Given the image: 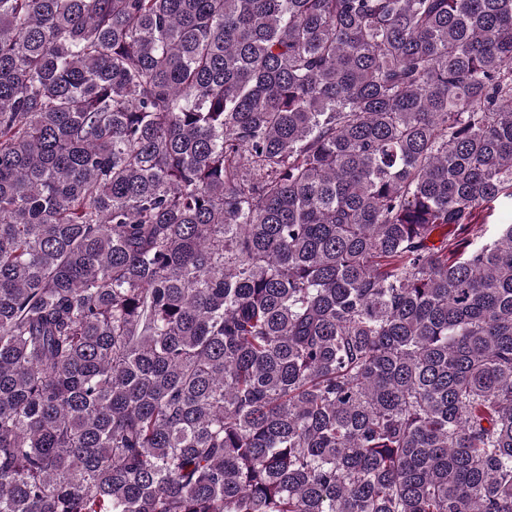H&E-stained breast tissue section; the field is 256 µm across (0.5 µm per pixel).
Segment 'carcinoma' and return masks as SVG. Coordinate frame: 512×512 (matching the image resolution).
Returning a JSON list of instances; mask_svg holds the SVG:
<instances>
[{"mask_svg":"<svg viewBox=\"0 0 512 512\" xmlns=\"http://www.w3.org/2000/svg\"><path fill=\"white\" fill-rule=\"evenodd\" d=\"M512 0H0V512H512ZM491 207L485 211L488 233L496 230L498 224H512V205L495 201L490 203Z\"/></svg>","mask_w":512,"mask_h":512,"instance_id":"cac0c4a2","label":"carcinoma"}]
</instances>
